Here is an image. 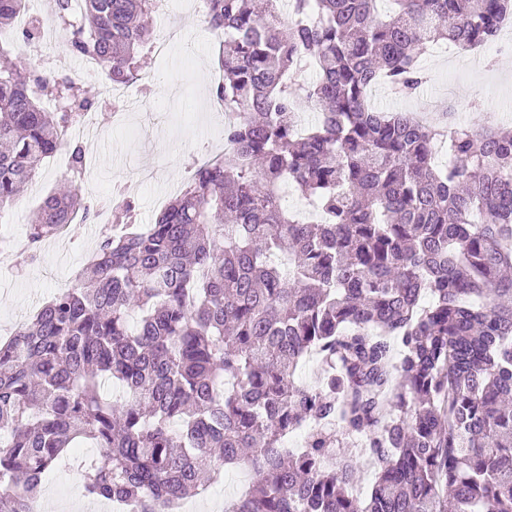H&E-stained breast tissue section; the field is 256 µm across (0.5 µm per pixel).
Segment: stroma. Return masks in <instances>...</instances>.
Masks as SVG:
<instances>
[{"label":"stroma","instance_id":"35a3bbf8","mask_svg":"<svg viewBox=\"0 0 512 512\" xmlns=\"http://www.w3.org/2000/svg\"><path fill=\"white\" fill-rule=\"evenodd\" d=\"M170 15H154L156 35L170 22L179 30L165 56L150 58L146 77L155 84L152 96H143L132 84L124 103L98 108V128L92 136L96 149L80 184L85 201L99 205L112 195L115 183H131L140 223L154 221L160 210L179 191L192 156L202 150L221 151L224 115L209 109L218 45L204 15L193 0H170ZM477 52L451 47L431 49L422 59L428 81L420 93L400 98L378 88L374 104L389 112L413 111L431 116L447 111L449 103L465 106L475 100L479 111L466 112L465 127L512 128V70H487ZM70 181L67 168L47 157L34 185L6 211L9 224L0 223V235L19 241L18 225L30 224L39 198ZM97 226L77 225L69 244L47 240L39 261L0 271V323L13 325L28 320L59 289L70 284L80 270L87 249L95 247ZM96 451L88 445L70 449L52 466L43 485L51 491L56 512H72L75 500L84 498L83 473ZM251 483L241 469L224 470L209 491L210 499L197 500L198 512H224L231 500Z\"/></svg>","mask_w":512,"mask_h":512}]
</instances>
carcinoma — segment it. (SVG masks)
Returning <instances> with one entry per match:
<instances>
[{
    "label": "carcinoma",
    "mask_w": 512,
    "mask_h": 512,
    "mask_svg": "<svg viewBox=\"0 0 512 512\" xmlns=\"http://www.w3.org/2000/svg\"><path fill=\"white\" fill-rule=\"evenodd\" d=\"M202 0L221 35L212 88L224 153L193 164L146 228L101 236L75 283L0 342V512H37L78 439L84 490L171 512L228 467L254 474L224 512H512V131L444 129L376 108L427 82L432 45L494 42L512 0ZM26 0H0V29ZM155 0H53L66 51L117 85L143 79ZM42 18L18 29L29 43ZM319 108L299 127V95ZM102 106L0 47V211ZM292 183L318 212L281 205ZM96 207L48 194L21 262ZM318 355V382L296 373ZM112 380L120 401L100 393ZM180 423L172 430L171 424ZM310 426L305 443L283 446ZM373 483L360 494L361 462Z\"/></svg>",
    "instance_id": "carcinoma-1"
}]
</instances>
